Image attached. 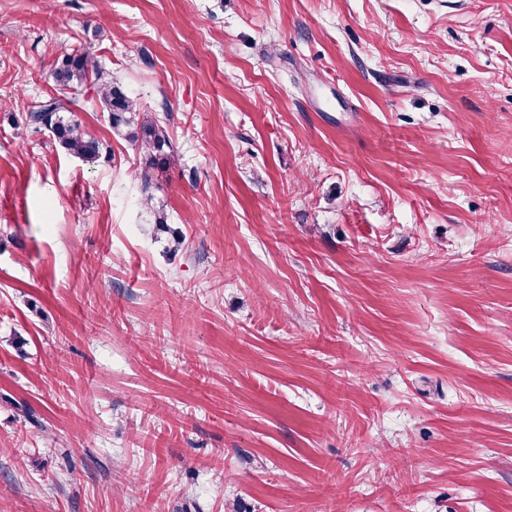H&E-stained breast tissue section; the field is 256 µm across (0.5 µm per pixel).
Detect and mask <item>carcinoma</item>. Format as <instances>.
I'll return each instance as SVG.
<instances>
[{
	"label": "carcinoma",
	"mask_w": 512,
	"mask_h": 512,
	"mask_svg": "<svg viewBox=\"0 0 512 512\" xmlns=\"http://www.w3.org/2000/svg\"><path fill=\"white\" fill-rule=\"evenodd\" d=\"M53 76L60 96L30 109L26 121L36 130L49 128L55 142L68 154L88 163L102 156L103 143L73 119L75 101L68 96L69 91L94 78L102 106L110 114L112 129L138 149L141 180L147 184L151 173L165 171L177 163L163 118L142 110L118 82L104 76L89 53L63 56Z\"/></svg>",
	"instance_id": "obj_1"
}]
</instances>
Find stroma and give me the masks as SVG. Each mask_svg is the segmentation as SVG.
<instances>
[{
  "instance_id": "35a3bbf8",
  "label": "stroma",
  "mask_w": 512,
  "mask_h": 512,
  "mask_svg": "<svg viewBox=\"0 0 512 512\" xmlns=\"http://www.w3.org/2000/svg\"><path fill=\"white\" fill-rule=\"evenodd\" d=\"M0 512H512V0H0ZM53 76L60 96L51 97L26 114L28 125L39 130L48 127L55 142L68 154L84 162L94 163L103 153L98 137L73 119V105L66 90H75L95 77L102 106L109 112L112 129L134 145L139 152L138 176L145 184L151 173L166 171L177 163L162 117L145 112L116 81L106 78L88 52L67 54L57 63Z\"/></svg>"
}]
</instances>
